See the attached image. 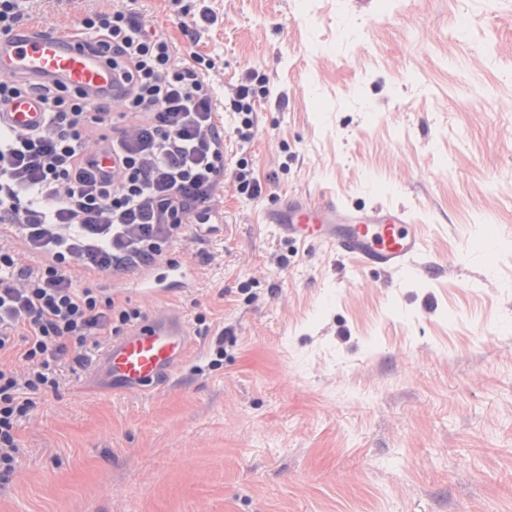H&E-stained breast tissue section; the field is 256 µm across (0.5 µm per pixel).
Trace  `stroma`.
Listing matches in <instances>:
<instances>
[{"mask_svg": "<svg viewBox=\"0 0 512 512\" xmlns=\"http://www.w3.org/2000/svg\"><path fill=\"white\" fill-rule=\"evenodd\" d=\"M28 5L71 29L112 0ZM203 5L214 23L182 31ZM134 8L208 60L224 178L212 233L171 248L188 287L99 284L186 314L191 346L143 396L64 372L19 427L0 512H512V0ZM329 198L408 208L428 227L419 268L370 274L266 218ZM253 79L254 75L251 72H247L241 83L237 86L235 98L233 99L235 111L238 112V114L243 115L241 119V128H238L241 131L242 138L247 137V133L243 132V129L250 130V126L252 124V121L248 116L252 112V101L255 93L252 86Z\"/></svg>", "mask_w": 512, "mask_h": 512, "instance_id": "35a3bbf8", "label": "stroma"}]
</instances>
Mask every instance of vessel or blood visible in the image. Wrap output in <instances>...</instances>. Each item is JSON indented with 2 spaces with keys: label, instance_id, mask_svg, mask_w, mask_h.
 I'll use <instances>...</instances> for the list:
<instances>
[{
  "label": "vessel or blood",
  "instance_id": "obj_1",
  "mask_svg": "<svg viewBox=\"0 0 512 512\" xmlns=\"http://www.w3.org/2000/svg\"><path fill=\"white\" fill-rule=\"evenodd\" d=\"M49 80L90 97L115 93L118 76L106 54L57 31L27 30L0 40V80ZM43 114L30 96L11 100L0 113V125L22 130L41 123ZM282 239L321 245L349 258L371 273H398L425 252L426 227L413 223L402 206H355L339 201L309 205L299 200L268 212ZM194 267L184 260L162 264L138 280L145 293L170 285L182 286ZM189 323L184 315L153 314L112 341L95 372L116 395L148 392L171 376L189 350Z\"/></svg>",
  "mask_w": 512,
  "mask_h": 512
}]
</instances>
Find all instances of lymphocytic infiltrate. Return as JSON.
<instances>
[{"mask_svg": "<svg viewBox=\"0 0 512 512\" xmlns=\"http://www.w3.org/2000/svg\"><path fill=\"white\" fill-rule=\"evenodd\" d=\"M125 81L121 101H90L49 83L0 80V103L35 91L45 121L0 128V479L14 472L19 423L36 397L83 368L89 342L142 317L78 286L93 277L147 271L167 260L224 176V138L200 68L175 58L173 42L148 34L134 9L116 6L81 22ZM17 240L40 259L22 266L4 248Z\"/></svg>", "mask_w": 512, "mask_h": 512, "instance_id": "f902f5d3", "label": "lymphocytic infiltrate"}]
</instances>
